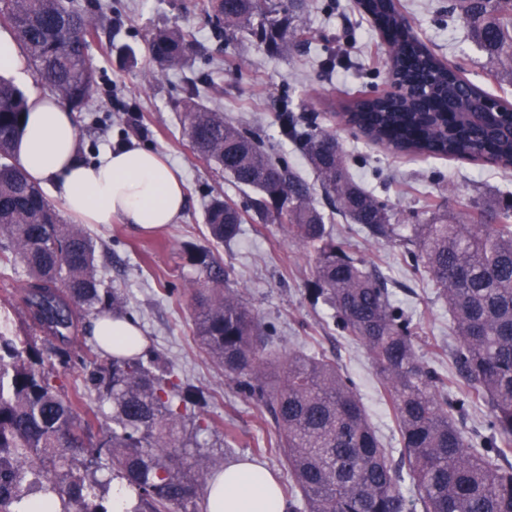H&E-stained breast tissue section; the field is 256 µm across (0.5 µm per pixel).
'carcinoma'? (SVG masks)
Returning <instances> with one entry per match:
<instances>
[{"instance_id":"carcinoma-1","label":"carcinoma","mask_w":512,"mask_h":512,"mask_svg":"<svg viewBox=\"0 0 512 512\" xmlns=\"http://www.w3.org/2000/svg\"><path fill=\"white\" fill-rule=\"evenodd\" d=\"M305 2L285 0L277 9L266 0H197L195 8L224 39L247 25L266 51L278 54L301 42L296 18ZM359 7L411 94L351 96L340 103L346 124L398 154L491 159L511 170L512 104L474 113L483 89L403 24L398 0H359ZM448 12L465 22L494 76L512 80V0H451ZM100 16L71 0H0V24L35 78L72 111L83 110L97 86L86 47ZM194 42L192 31L164 27L146 50L166 73L184 66ZM221 74L216 67L188 82L181 111L191 148L255 190L248 208L258 220L287 228L313 250V295L335 309L337 327L368 352L400 445L383 446L336 360L261 354L255 317L228 288L226 267L202 248L194 262L210 287L191 295L196 341L239 392L270 414L291 498L303 512H512V201L495 199L459 217L435 214L402 238L389 205L349 173L336 136L312 120L302 124L286 108L279 115L336 214L373 239H401L414 270L448 303L450 377L422 364L412 319L393 304L387 279L331 237L306 181L201 102V89L216 88ZM27 112L23 91L0 77V256L11 255L25 272L23 315L32 332L23 340L0 331V512H16L26 496L41 492L56 497L53 512H112L104 495L115 479L134 494L127 512H198V490L224 469L201 443L208 390L175 378L159 355L117 357L89 348L77 357L84 387L98 407L112 406V425L93 434L82 426L80 399L56 384V365L67 367L79 343L80 316L121 314L120 295L101 287L93 239L63 223L18 166L14 144ZM205 220L211 239L224 243L240 234L243 215L215 196ZM482 403L484 428L472 433L467 414Z\"/></svg>"}]
</instances>
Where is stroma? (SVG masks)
<instances>
[{
    "label": "stroma",
    "instance_id": "35a3bbf8",
    "mask_svg": "<svg viewBox=\"0 0 512 512\" xmlns=\"http://www.w3.org/2000/svg\"><path fill=\"white\" fill-rule=\"evenodd\" d=\"M97 2L103 21L88 52L97 61L101 79L87 110L75 115L80 152L89 162L129 145L155 152L175 169L187 193L178 221L151 234L136 232L118 219L86 225L97 244L103 287L118 289L151 350L171 362L182 378L212 393L207 441L224 447L226 460L255 457L280 484L289 481L285 461L274 450L277 434L269 414L236 392L223 368L211 362L195 341L191 292L205 285L190 259L197 247L211 249L230 269V288L254 311L263 332L273 336L277 355L301 351L335 357L354 383L381 443L395 447L392 411L371 358L337 329L334 309L309 295L313 251L281 225L248 217L235 240L211 242L204 218L212 196L222 194L241 206L249 192L194 155L176 103L185 95L187 78L222 66L221 87L205 96V104L259 135L269 152L312 184L313 198L321 206L325 200L313 169L297 146L281 136L278 121L285 105L295 115L316 116L320 126L335 133L355 179L388 201L394 223L401 225L430 218L438 209L455 212L512 193V171L486 163L399 155L370 142L336 115L341 100L380 91L387 82V54L355 0H310L308 12L299 20L305 42L277 55L266 53L245 29L228 44L216 38L195 9L196 0ZM400 2L433 53L462 65L465 77L492 97L512 102V83L488 73L485 57L465 24L449 18L448 0ZM171 25L195 33L193 54L184 70L150 79L155 66L145 39L153 29ZM329 55L336 58L331 70L323 65ZM326 226L347 251L387 278L393 303L422 327L421 362L449 370L448 307L435 295L432 283L413 270L402 244L366 238L358 225L337 215ZM24 280L23 271L0 267V330L20 335L27 330L18 305Z\"/></svg>",
    "mask_w": 512,
    "mask_h": 512
}]
</instances>
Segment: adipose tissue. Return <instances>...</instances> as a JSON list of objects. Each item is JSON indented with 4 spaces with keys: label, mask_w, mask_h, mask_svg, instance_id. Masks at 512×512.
Returning a JSON list of instances; mask_svg holds the SVG:
<instances>
[{
    "label": "adipose tissue",
    "mask_w": 512,
    "mask_h": 512,
    "mask_svg": "<svg viewBox=\"0 0 512 512\" xmlns=\"http://www.w3.org/2000/svg\"><path fill=\"white\" fill-rule=\"evenodd\" d=\"M14 153L34 182L48 185L66 212L85 224L121 219L138 232L175 223L187 205L182 180L159 154L135 147L104 153L86 163L78 156L74 116L57 99L32 95ZM94 336L110 337L109 353L129 355L143 348L131 321L101 317ZM207 512H285L277 477L262 464L241 458L225 465L206 489Z\"/></svg>",
    "instance_id": "adipose-tissue-1"
}]
</instances>
